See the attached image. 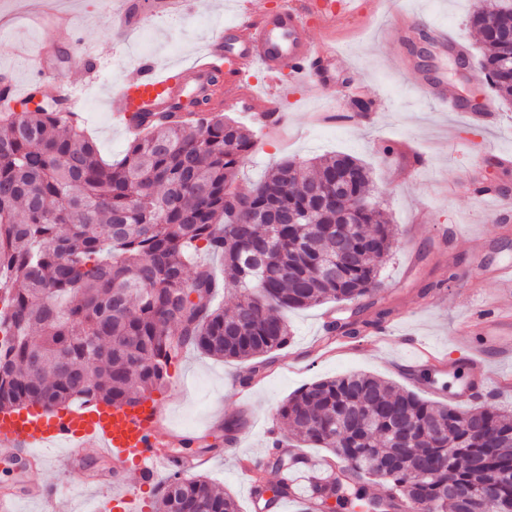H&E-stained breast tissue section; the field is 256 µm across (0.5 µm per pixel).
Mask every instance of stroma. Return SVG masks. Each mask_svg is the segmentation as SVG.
Listing matches in <instances>:
<instances>
[{
    "label": "stroma",
    "mask_w": 512,
    "mask_h": 512,
    "mask_svg": "<svg viewBox=\"0 0 512 512\" xmlns=\"http://www.w3.org/2000/svg\"><path fill=\"white\" fill-rule=\"evenodd\" d=\"M63 2L72 15L67 27L32 23L36 0H0V16L14 18L0 31V76L23 93L35 81L16 57V46L24 45L32 55L48 47L50 74L37 81L44 100H52L57 79L81 87L82 125L109 162L120 160L131 140L122 118L109 110L114 91L131 81L144 59L161 68L190 63L205 52L222 22L237 17L233 0H195L183 17L153 19V33L142 49L137 29L108 25L103 0ZM475 5L476 0H363L364 15L340 16L312 32V51L326 46L336 50L333 80L321 92L294 87L292 97L278 104L284 118L281 131L253 125L251 105L227 111L256 134L235 184L239 193H248L281 162L306 165L316 157L349 153L370 168L371 199L388 214L396 233L373 293L377 306L392 311L390 333L377 344L358 338L347 350L323 353L320 340L328 319L350 312L349 304L329 302L287 312L290 342L272 354L263 368L264 381L249 398L238 397L237 383L252 377L253 362L224 361L193 349L169 366L165 385L152 391V399L167 406V426L206 439V447L198 451L202 463L197 472L233 496L241 512L255 509L237 461L266 458L273 440L286 435L278 408L289 395L318 379L365 372L426 400L451 403L467 378L469 350L480 342L474 321L489 307L512 316V288L499 287L490 274L498 265L512 263V221H484L475 200L455 186L456 176L475 165L487 179L512 189V167H500L493 158L497 152L512 155V105L499 100L480 69V37L468 23ZM399 14L425 28L434 23L448 27L469 53V74L460 75L453 54L430 55L419 45L408 47L406 60L391 58L385 42L394 35L392 20ZM95 47L108 54L92 81L76 55ZM437 71L445 76L450 96L491 106L495 124L472 126L467 113L449 111L423 95V76ZM357 99L371 101L374 122L355 114L352 103ZM408 144L425 159L412 177L406 174ZM389 145L394 148L390 154L385 151ZM476 237L484 242L488 269L478 277L469 272ZM411 337L450 357L454 373L405 378L398 366ZM232 419L241 428L228 445L222 426Z\"/></svg>",
    "instance_id": "stroma-1"
}]
</instances>
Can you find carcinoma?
<instances>
[{
  "label": "carcinoma",
  "instance_id": "1",
  "mask_svg": "<svg viewBox=\"0 0 512 512\" xmlns=\"http://www.w3.org/2000/svg\"><path fill=\"white\" fill-rule=\"evenodd\" d=\"M481 37V70L512 104V0H480L469 17ZM0 77V412L53 411L94 400L138 403L166 383L192 346L226 360H255L288 345V309L355 302L376 288L394 232L368 201L369 168L349 154L319 157L301 172L286 161L250 193L227 190L253 133L222 112H176L148 123L116 163H106L59 102L15 112ZM340 179L361 206L345 211L314 189ZM343 231L351 256L337 257ZM224 261L226 277L197 266L189 249ZM222 288L230 312L212 305ZM368 302L326 325L352 341L391 314ZM279 417L295 437L330 451L329 494L343 512L393 509L407 499L427 512H497L512 503V411L435 405L366 373L314 381ZM453 447H448V444ZM384 493L374 497L369 485ZM239 512L202 477L175 473L159 512Z\"/></svg>",
  "mask_w": 512,
  "mask_h": 512
}]
</instances>
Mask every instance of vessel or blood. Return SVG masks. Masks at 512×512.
Listing matches in <instances>:
<instances>
[{
  "label": "vessel or blood",
  "instance_id": "1",
  "mask_svg": "<svg viewBox=\"0 0 512 512\" xmlns=\"http://www.w3.org/2000/svg\"><path fill=\"white\" fill-rule=\"evenodd\" d=\"M236 4L237 20L227 26L225 35L211 39L195 63L165 71L153 63H142L136 78L113 93L112 110L127 119L130 133L143 130L132 120L136 114L190 112L198 104L208 110L237 99L244 76L256 68L265 72L268 81L277 83L283 99L292 95L288 82L281 79L285 73L314 88H325L330 78L328 64L335 54L311 53L309 35L312 27H324L334 19V12L319 0H291L275 10L263 7L260 0H236ZM421 89L427 97L447 103L449 111H461V104L449 97L448 85L442 80L423 83ZM468 190L478 200L493 202V209L485 213L487 219L512 212V194L503 188L473 178ZM411 348L410 368L449 372L447 361L438 353L417 342ZM492 354L512 357V323L502 324L491 309L483 316L481 346L468 360L470 377L454 395L457 402H477L488 390L487 358ZM165 421L164 408L144 400L134 405L2 412L0 456L43 468L60 460L68 469L80 470L88 449H95L110 463L115 512H142L136 488L151 485L160 473L175 468L185 471L197 464L196 457L172 453L170 446L178 433L166 427ZM281 479L291 498L309 500L316 486L333 482L334 472L324 461L304 457L299 467L283 473ZM62 494L61 488L51 486L29 495L0 487V512H16L17 503L28 497L50 512L53 501Z\"/></svg>",
  "mask_w": 512,
  "mask_h": 512
}]
</instances>
